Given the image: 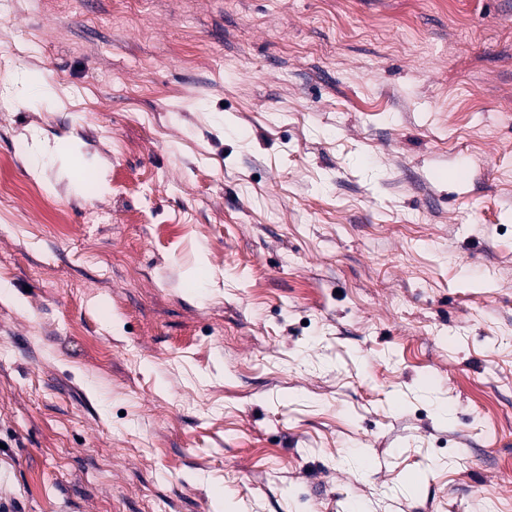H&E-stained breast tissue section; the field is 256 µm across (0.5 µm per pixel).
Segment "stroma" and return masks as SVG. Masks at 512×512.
<instances>
[{
  "mask_svg": "<svg viewBox=\"0 0 512 512\" xmlns=\"http://www.w3.org/2000/svg\"><path fill=\"white\" fill-rule=\"evenodd\" d=\"M0 157L18 512H512V0H0Z\"/></svg>",
  "mask_w": 512,
  "mask_h": 512,
  "instance_id": "stroma-1",
  "label": "stroma"
}]
</instances>
